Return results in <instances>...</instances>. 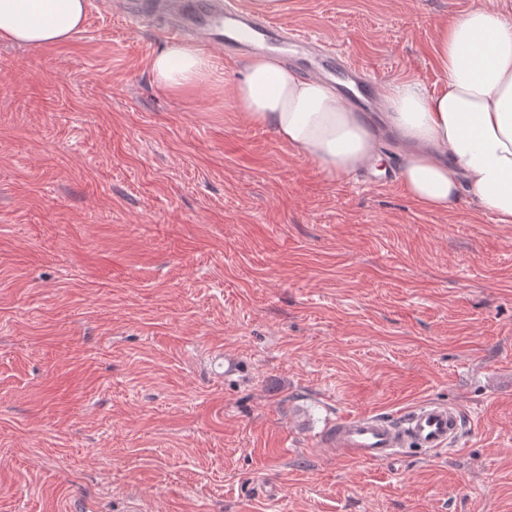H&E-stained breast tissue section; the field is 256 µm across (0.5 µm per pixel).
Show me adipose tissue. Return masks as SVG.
I'll return each instance as SVG.
<instances>
[{
	"label": "adipose tissue",
	"instance_id": "adipose-tissue-1",
	"mask_svg": "<svg viewBox=\"0 0 512 512\" xmlns=\"http://www.w3.org/2000/svg\"><path fill=\"white\" fill-rule=\"evenodd\" d=\"M87 0H0V39L45 46L83 24ZM439 90L413 81L386 86L388 128L405 148L400 182L428 211L447 212L460 191L476 197L495 222L512 224V20L476 6L441 28ZM155 82L179 91L208 82L209 56L181 44L153 57ZM236 103L253 122L314 160L329 178L375 159L383 130L348 107L327 82L306 78L277 56L248 59Z\"/></svg>",
	"mask_w": 512,
	"mask_h": 512
}]
</instances>
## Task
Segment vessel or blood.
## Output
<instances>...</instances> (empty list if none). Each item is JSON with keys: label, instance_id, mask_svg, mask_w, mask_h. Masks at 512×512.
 <instances>
[{"label": "vessel or blood", "instance_id": "1", "mask_svg": "<svg viewBox=\"0 0 512 512\" xmlns=\"http://www.w3.org/2000/svg\"><path fill=\"white\" fill-rule=\"evenodd\" d=\"M109 10L122 19L154 25L167 38L193 41L229 56L259 53L272 46L291 48L308 58V75L332 79L342 75L346 103L376 111L372 82L341 49L315 44L313 37L282 27L274 19L250 10L244 0H108ZM460 429L457 410L425 402L396 421L376 414L341 419L327 442L338 457L382 463L418 448L428 452L452 446Z\"/></svg>", "mask_w": 512, "mask_h": 512}]
</instances>
